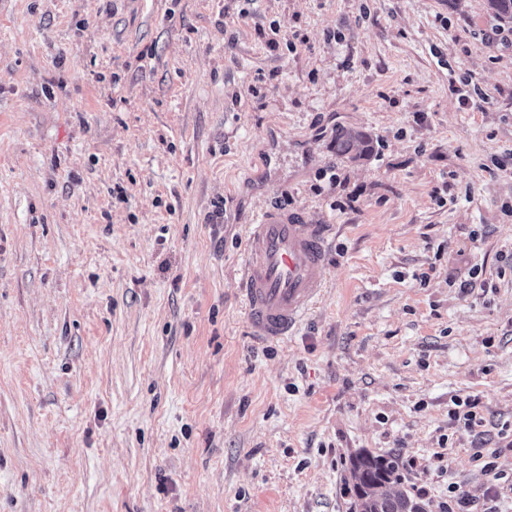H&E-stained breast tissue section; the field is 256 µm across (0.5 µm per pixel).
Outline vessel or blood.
Returning <instances> with one entry per match:
<instances>
[{
  "label": "vessel or blood",
  "instance_id": "1",
  "mask_svg": "<svg viewBox=\"0 0 512 512\" xmlns=\"http://www.w3.org/2000/svg\"><path fill=\"white\" fill-rule=\"evenodd\" d=\"M326 249L321 228L297 213L270 212L253 225L241 287L254 336H289L322 290Z\"/></svg>",
  "mask_w": 512,
  "mask_h": 512
}]
</instances>
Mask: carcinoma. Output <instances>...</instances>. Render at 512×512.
<instances>
[{"label":"carcinoma","mask_w":512,"mask_h":512,"mask_svg":"<svg viewBox=\"0 0 512 512\" xmlns=\"http://www.w3.org/2000/svg\"><path fill=\"white\" fill-rule=\"evenodd\" d=\"M368 150L364 135L351 130L336 133V150L348 154L356 144ZM350 492L361 512H423L421 506L407 496L393 491L398 482L397 467L392 459L360 453L350 459Z\"/></svg>","instance_id":"1"}]
</instances>
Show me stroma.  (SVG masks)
Masks as SVG:
<instances>
[{
  "mask_svg": "<svg viewBox=\"0 0 512 512\" xmlns=\"http://www.w3.org/2000/svg\"><path fill=\"white\" fill-rule=\"evenodd\" d=\"M496 30L487 0H0V512H350L361 452L444 512L494 481L474 449L512 469ZM273 209L325 225L327 277L262 343ZM455 406L458 408L449 413L451 420L471 432L475 431L476 427L482 426L483 418L478 412V399L467 397L465 400L456 401Z\"/></svg>",
  "mask_w": 512,
  "mask_h": 512,
  "instance_id": "obj_1",
  "label": "stroma"
}]
</instances>
